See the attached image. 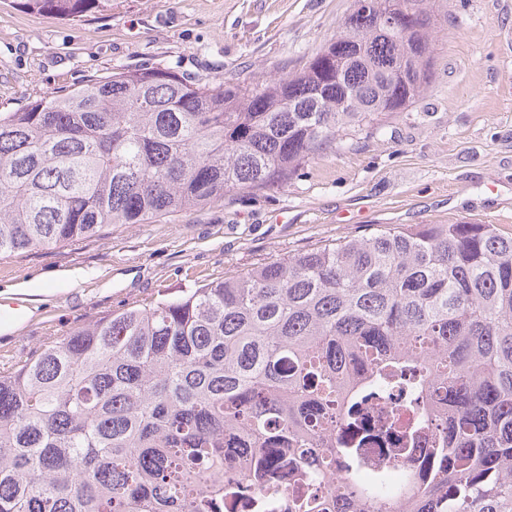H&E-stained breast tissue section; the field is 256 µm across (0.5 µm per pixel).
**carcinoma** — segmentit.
Segmentation results:
<instances>
[{"label": "carcinoma", "mask_w": 512, "mask_h": 512, "mask_svg": "<svg viewBox=\"0 0 512 512\" xmlns=\"http://www.w3.org/2000/svg\"><path fill=\"white\" fill-rule=\"evenodd\" d=\"M406 33L351 10L298 72L256 84L116 68L0 112V256L144 224L280 185L304 162L423 98L431 0ZM104 0H25L67 19ZM408 390L431 460L389 470ZM349 435L331 441L336 424ZM393 445L365 476L368 437ZM241 455L224 467V449ZM512 512V236L457 221L339 238L68 334L0 375V512ZM347 485V505L336 498Z\"/></svg>", "instance_id": "cac0c4a2"}]
</instances>
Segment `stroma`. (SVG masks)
<instances>
[{
	"label": "stroma",
	"mask_w": 512,
	"mask_h": 512,
	"mask_svg": "<svg viewBox=\"0 0 512 512\" xmlns=\"http://www.w3.org/2000/svg\"><path fill=\"white\" fill-rule=\"evenodd\" d=\"M0 0V112L115 68L240 83L295 71L352 0H107L65 19ZM442 27L426 97L344 139L279 187L0 258V372L86 324L342 237L466 220L512 236V0H433Z\"/></svg>",
	"instance_id": "stroma-1"
}]
</instances>
